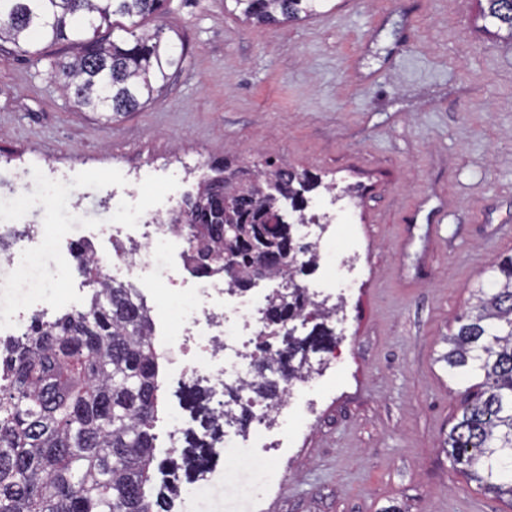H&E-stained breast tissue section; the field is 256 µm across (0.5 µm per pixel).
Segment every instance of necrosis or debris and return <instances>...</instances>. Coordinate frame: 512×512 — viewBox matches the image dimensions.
Masks as SVG:
<instances>
[{
    "label": "necrosis or debris",
    "instance_id": "1",
    "mask_svg": "<svg viewBox=\"0 0 512 512\" xmlns=\"http://www.w3.org/2000/svg\"><path fill=\"white\" fill-rule=\"evenodd\" d=\"M178 206L172 196L166 207L150 205L133 215L116 206L115 224L39 225L18 253L0 254V290L9 291L16 278L27 276L29 257L48 243L54 261L38 287L18 296L17 308L33 315L51 305L82 308L81 289L63 290L59 283L77 264L74 245L89 242L110 282L137 288L152 319V342L166 356L171 377L181 384L204 383L214 396L230 389L238 393L252 413V431L243 436L237 428L220 426L217 451L204 463L202 478L177 494V512H210L216 491L236 475L248 474L250 487L265 492L282 485L275 459L287 453L304 425V395L323 388L336 358L311 359L300 377L283 383L274 403L258 399L251 390L253 360L273 333L262 314L267 300L244 297L224 277L187 273L185 240L171 222Z\"/></svg>",
    "mask_w": 512,
    "mask_h": 512
}]
</instances>
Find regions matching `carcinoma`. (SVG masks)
Here are the masks:
<instances>
[{
    "label": "carcinoma",
    "mask_w": 512,
    "mask_h": 512,
    "mask_svg": "<svg viewBox=\"0 0 512 512\" xmlns=\"http://www.w3.org/2000/svg\"><path fill=\"white\" fill-rule=\"evenodd\" d=\"M230 12L255 25L279 26L312 19L327 0H229ZM482 31L507 30L512 40V0H485ZM172 0H0V42L39 62L34 38L65 43L71 55L49 60L48 71L74 106L110 122L155 101L181 67L183 54L144 23L169 11ZM186 194L180 228L191 248L192 270L221 273L235 266L233 286L258 270L259 249L282 252L288 224L268 217L288 202L304 212L303 194L315 184L285 167L253 172L226 159ZM247 173L274 184L243 208L224 183ZM78 268L92 287L88 306L53 320L35 317L24 340L4 342L0 355V512H172L164 489L147 494L156 459L153 432L159 406V361L153 325L129 285L105 281L90 248L79 247ZM313 259L283 261L273 272L296 282ZM495 286L478 288L474 302L445 338L440 361L464 385L461 416L444 442L453 465L468 481L512 506V254L495 266ZM313 301L299 288L288 295V317L305 316ZM304 336L284 335L288 366L297 368L334 340L329 315L314 312ZM192 412L205 434H215L207 390L191 389ZM209 447L192 435L180 451L185 469L198 470Z\"/></svg>",
    "instance_id": "1"
}]
</instances>
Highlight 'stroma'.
<instances>
[{
  "label": "stroma",
  "instance_id": "stroma-1",
  "mask_svg": "<svg viewBox=\"0 0 512 512\" xmlns=\"http://www.w3.org/2000/svg\"><path fill=\"white\" fill-rule=\"evenodd\" d=\"M186 57L159 99L112 123L73 107L46 61L0 42V188L30 190L60 223L112 205L46 193L70 178L183 196L230 159L321 178L306 214L335 208L319 285L354 247L336 376L314 393L261 512H512L466 482L442 442L459 411L439 356L471 292L512 253V43L480 31L477 0H331L313 19L242 22L224 0H173L160 20ZM342 192L330 201L326 189Z\"/></svg>",
  "mask_w": 512,
  "mask_h": 512
}]
</instances>
